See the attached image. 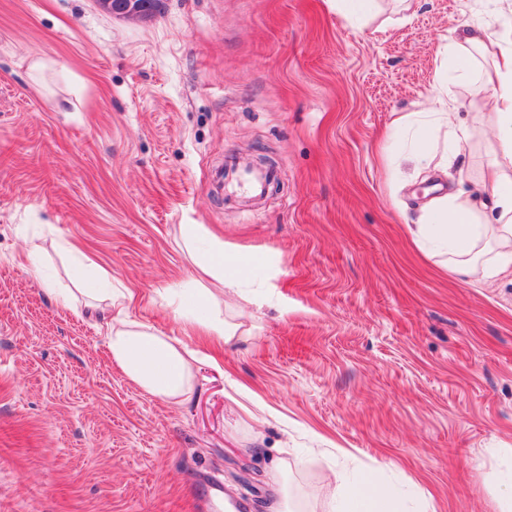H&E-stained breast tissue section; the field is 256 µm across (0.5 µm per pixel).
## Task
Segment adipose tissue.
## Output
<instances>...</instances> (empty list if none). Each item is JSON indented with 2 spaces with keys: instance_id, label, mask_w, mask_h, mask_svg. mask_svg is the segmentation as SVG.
I'll return each instance as SVG.
<instances>
[{
  "instance_id": "adipose-tissue-1",
  "label": "adipose tissue",
  "mask_w": 512,
  "mask_h": 512,
  "mask_svg": "<svg viewBox=\"0 0 512 512\" xmlns=\"http://www.w3.org/2000/svg\"><path fill=\"white\" fill-rule=\"evenodd\" d=\"M471 32L446 45L443 57L458 63L459 81L475 74L473 48H481L493 62L480 73L491 89L492 109L475 113L471 125L454 131L455 145L468 143L475 129L492 122L496 141L488 151L489 176L479 182V196L449 193L433 198L410 233L423 248H435L454 270L479 280H492L512 270V29L500 27L498 17L471 22ZM435 111L400 117L397 130L411 131L415 146L407 154L416 165L434 159L430 142L439 127L447 125L454 102L445 78L435 85ZM182 246L196 269L191 285H168L175 317L199 328L201 340L213 358L236 334L238 324L225 320V310L239 295L254 266L252 257L227 253L223 239L204 225L181 227ZM126 293L117 292L116 309L108 323V356L120 371L150 395L176 401L190 389L195 350L180 340L158 333L154 327L131 318ZM338 487L348 492L346 512H393L391 490L369 478L355 479L336 471Z\"/></svg>"
}]
</instances>
